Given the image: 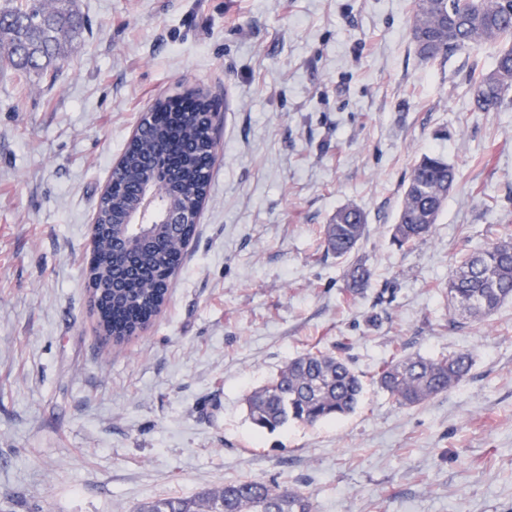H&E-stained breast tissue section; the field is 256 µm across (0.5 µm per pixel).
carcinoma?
Instances as JSON below:
<instances>
[{
	"mask_svg": "<svg viewBox=\"0 0 512 512\" xmlns=\"http://www.w3.org/2000/svg\"><path fill=\"white\" fill-rule=\"evenodd\" d=\"M88 22L74 0H0V54L17 78L32 72L56 81L60 47L82 41ZM409 35L419 57L434 61L457 51L497 45L488 71L474 72L476 106L492 112L512 93V0H412ZM141 136L128 142L114 189L101 196L96 221L117 224L136 201L147 163L169 175L157 188L158 207L169 200L195 203L208 192L216 141L204 97L193 94L157 101L140 118ZM456 170L435 152L420 155L404 190L392 241L403 247L429 236L437 223ZM150 241L134 252L112 246L103 234L92 269L98 279L125 284L101 306L98 322L117 342L145 329L155 317L169 275L180 266L186 240L156 224ZM367 232L365 214L356 207L336 211L325 226L326 251L348 257ZM349 297L368 287L371 269L362 262L344 273ZM453 310L473 321L491 318L512 299V234L504 232L488 246L467 254L446 284ZM472 356L457 351L437 358L395 355L379 368L378 384L399 404L414 405L448 391L470 372ZM363 381L342 357L308 351L288 361L279 374L246 398L254 426L270 432L288 422L313 425L353 413ZM136 512H313L301 492L254 480L224 483L219 491L193 497H163L139 504Z\"/></svg>",
	"mask_w": 512,
	"mask_h": 512,
	"instance_id": "carcinoma-1",
	"label": "carcinoma"
}]
</instances>
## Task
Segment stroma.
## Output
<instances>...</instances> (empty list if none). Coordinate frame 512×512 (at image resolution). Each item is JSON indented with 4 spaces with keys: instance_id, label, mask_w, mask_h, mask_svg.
<instances>
[{
    "instance_id": "obj_1",
    "label": "stroma",
    "mask_w": 512,
    "mask_h": 512,
    "mask_svg": "<svg viewBox=\"0 0 512 512\" xmlns=\"http://www.w3.org/2000/svg\"><path fill=\"white\" fill-rule=\"evenodd\" d=\"M411 0H77L55 84L0 60V512H134L249 478L315 512H512V302L453 323L452 264L512 230V100L475 105L489 46L426 62ZM218 100L208 198L161 312L120 343L89 301L91 225L142 112ZM457 181L424 243L393 244L420 153ZM354 205L374 276L346 298L323 228ZM470 350L415 406L395 355ZM365 391L338 421L269 432L245 403L308 351Z\"/></svg>"
}]
</instances>
